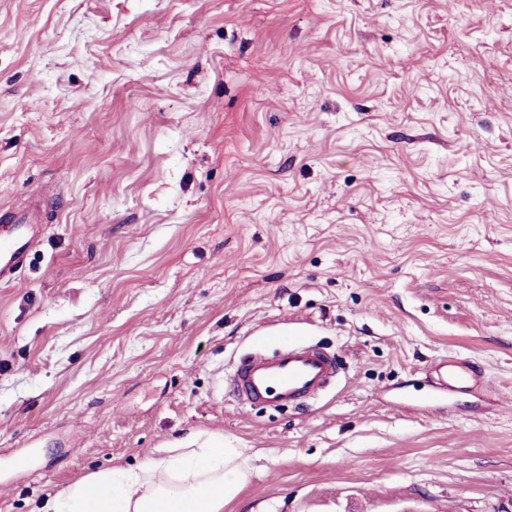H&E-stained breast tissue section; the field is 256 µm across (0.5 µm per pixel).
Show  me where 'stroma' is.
<instances>
[{"mask_svg": "<svg viewBox=\"0 0 512 512\" xmlns=\"http://www.w3.org/2000/svg\"><path fill=\"white\" fill-rule=\"evenodd\" d=\"M44 188L0 512L210 440L224 512H512V0H0V217ZM274 332L336 383L233 397ZM438 384L450 393H466L481 384V376L468 362L444 360L434 368Z\"/></svg>", "mask_w": 512, "mask_h": 512, "instance_id": "1", "label": "stroma"}]
</instances>
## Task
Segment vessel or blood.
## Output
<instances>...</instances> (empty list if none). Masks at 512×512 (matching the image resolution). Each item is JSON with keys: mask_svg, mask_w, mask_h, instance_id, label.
<instances>
[{"mask_svg": "<svg viewBox=\"0 0 512 512\" xmlns=\"http://www.w3.org/2000/svg\"><path fill=\"white\" fill-rule=\"evenodd\" d=\"M43 226L38 208L17 212L8 234L0 235V283L10 282L41 238ZM242 358L230 383L234 395L271 405L298 404L317 396L336 376V356L317 345L291 344L279 335H269L266 345ZM438 383L451 393H466L478 387L481 377L469 363L444 360L434 368Z\"/></svg>", "mask_w": 512, "mask_h": 512, "instance_id": "obj_1", "label": "vessel or blood"}]
</instances>
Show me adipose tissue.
Listing matches in <instances>:
<instances>
[{
    "mask_svg": "<svg viewBox=\"0 0 512 512\" xmlns=\"http://www.w3.org/2000/svg\"><path fill=\"white\" fill-rule=\"evenodd\" d=\"M248 477L238 448H160L141 466L74 481L47 496L37 512H224Z\"/></svg>",
    "mask_w": 512,
    "mask_h": 512,
    "instance_id": "obj_1",
    "label": "adipose tissue"
}]
</instances>
